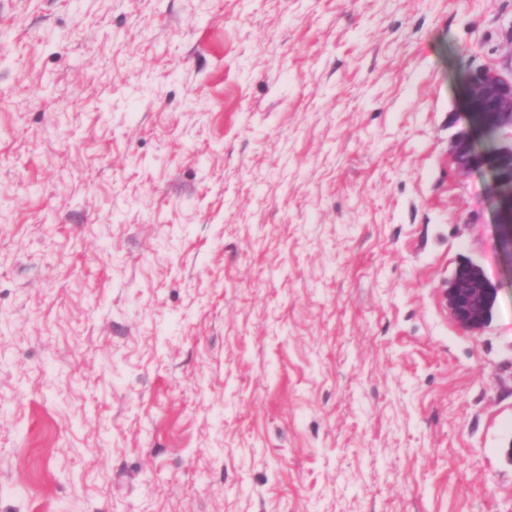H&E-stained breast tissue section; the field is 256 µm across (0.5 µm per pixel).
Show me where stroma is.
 Returning <instances> with one entry per match:
<instances>
[{
    "label": "stroma",
    "mask_w": 512,
    "mask_h": 512,
    "mask_svg": "<svg viewBox=\"0 0 512 512\" xmlns=\"http://www.w3.org/2000/svg\"><path fill=\"white\" fill-rule=\"evenodd\" d=\"M510 64L512 0H0V512H512ZM464 82L470 124L493 144L478 152L472 135L461 132L451 144L453 162L460 174L480 168L490 174L501 239L512 252V64L508 74L486 67L469 70ZM498 286L483 266L466 259L454 269L443 300L453 321L463 330L480 334L492 321L497 305Z\"/></svg>",
    "instance_id": "35a3bbf8"
}]
</instances>
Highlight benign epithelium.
<instances>
[{
	"label": "benign epithelium",
	"mask_w": 512,
	"mask_h": 512,
	"mask_svg": "<svg viewBox=\"0 0 512 512\" xmlns=\"http://www.w3.org/2000/svg\"><path fill=\"white\" fill-rule=\"evenodd\" d=\"M464 82L470 124L488 136L492 146L481 153L472 135L462 132L451 144L453 162L461 174L480 168L490 174L501 239L512 249V70L503 74L478 67L465 74ZM498 292L483 266L466 259L454 269L448 287L443 289V300L461 329L479 334L492 321Z\"/></svg>",
	"instance_id": "7a95c632"
}]
</instances>
